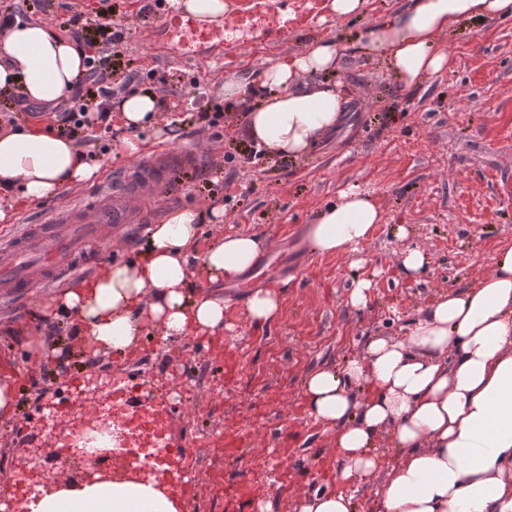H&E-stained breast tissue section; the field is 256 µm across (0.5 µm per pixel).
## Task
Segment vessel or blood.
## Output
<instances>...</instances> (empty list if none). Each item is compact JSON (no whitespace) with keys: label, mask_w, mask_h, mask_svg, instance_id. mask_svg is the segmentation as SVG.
<instances>
[{"label":"vessel or blood","mask_w":512,"mask_h":512,"mask_svg":"<svg viewBox=\"0 0 512 512\" xmlns=\"http://www.w3.org/2000/svg\"><path fill=\"white\" fill-rule=\"evenodd\" d=\"M165 29H187L199 42L220 47L224 25L192 15L167 16ZM198 156L169 147L154 150L124 168L118 186L104 185L94 211L71 204L37 223L23 225L9 239L0 240V300L8 301L25 289L48 285L70 276L75 261L89 258L88 242L106 239V225L142 224V201L167 188L175 177L193 169Z\"/></svg>","instance_id":"obj_1"}]
</instances>
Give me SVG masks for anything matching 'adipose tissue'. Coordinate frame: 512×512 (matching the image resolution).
I'll use <instances>...</instances> for the list:
<instances>
[{"instance_id": "adipose-tissue-1", "label": "adipose tissue", "mask_w": 512, "mask_h": 512, "mask_svg": "<svg viewBox=\"0 0 512 512\" xmlns=\"http://www.w3.org/2000/svg\"><path fill=\"white\" fill-rule=\"evenodd\" d=\"M512 18V0H410L373 21L359 52L385 55L406 88L452 65L436 40L468 20ZM343 48L322 40L285 56L256 77L224 84L228 107L247 106V134L272 153L297 157L340 121L345 99L311 83L336 69ZM85 52L43 21L15 19L0 32V94L32 102L67 101L86 71ZM124 126L157 122L156 94L138 91L112 102ZM101 164L73 140L27 126L0 131V221L96 176ZM382 214L372 198L347 189L309 225L312 250L355 253ZM198 215L171 211L150 231L135 259L115 261L94 279L56 292L53 312L77 325L81 347L101 354L134 349L146 328L163 338L219 336L223 295L190 286ZM262 246L253 234H226L201 253L210 282L237 279ZM367 388L364 398L356 389ZM314 418L333 428L343 463L342 489L317 490L299 512H355L350 484H378L381 512H512V246L492 272L470 289L448 293L405 337L370 339L342 370L314 371L305 383ZM394 439L393 461L374 449ZM27 512H179L176 496L158 482L77 485L61 480L54 492L29 501Z\"/></svg>"}]
</instances>
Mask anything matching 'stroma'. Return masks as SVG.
Listing matches in <instances>:
<instances>
[{
    "mask_svg": "<svg viewBox=\"0 0 512 512\" xmlns=\"http://www.w3.org/2000/svg\"><path fill=\"white\" fill-rule=\"evenodd\" d=\"M329 0L289 13L288 33L240 49L198 46L194 55L170 54L153 61L151 43L163 40L157 14L141 15L136 0H109L112 26L121 28V61L141 72L174 76V88H158L163 109L156 128L132 131L113 118L112 149L100 158L92 182L64 189L19 208L0 223V235L92 197L106 178L133 158L123 138L140 140L141 154L159 146L190 148L197 167L180 175L155 217L197 208L202 214L198 251L219 235L254 234L261 257L274 264L267 287L280 291L282 307L258 326L224 283L227 328L220 337L163 339L145 330L131 352L103 358L81 354L75 326L65 322L47 336L53 288L0 305V369L15 372L21 389L15 418L0 422V456L21 460L25 439L36 427V402L55 400L62 375L87 376L98 365L109 374L147 380L154 395L173 391L177 406L169 431L189 444V482L183 512H298L314 490H335L342 464L332 431L310 413L304 382L315 370L343 367L376 336L407 335L441 297L462 291L490 273L512 245V19L470 21L439 36L452 66L403 88L384 56L350 52L328 77L346 99L340 124L303 157L263 155L247 160L246 112H225L220 132L200 123L172 125V115L215 111L224 83L254 73L320 40H348L374 20L407 6L408 0H365L359 15L339 19ZM16 5L24 20H44L62 30L74 14L93 13L100 0H0ZM368 193L383 214L357 256L320 255L307 242V227L341 191ZM405 226L407 238L395 236ZM149 234L128 225L112 235L98 265L80 266L76 283L95 278L102 266L134 257ZM419 246L427 254L423 273L405 272L402 252ZM372 284L368 305L357 309L348 294L355 279ZM195 379L192 389L183 383ZM269 463L266 479L253 483L250 498L236 496L241 470L255 460Z\"/></svg>",
    "mask_w": 512,
    "mask_h": 512,
    "instance_id": "stroma-1",
    "label": "stroma"
}]
</instances>
